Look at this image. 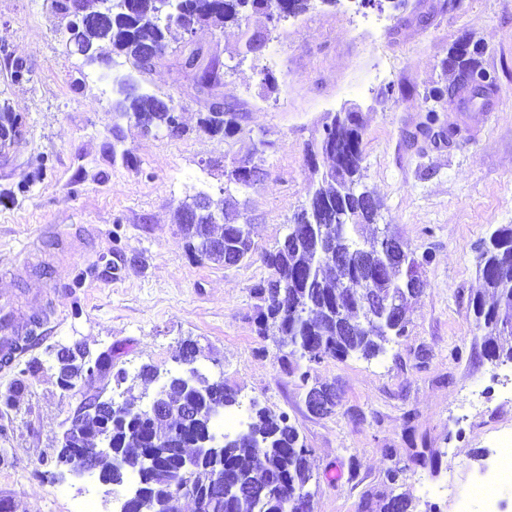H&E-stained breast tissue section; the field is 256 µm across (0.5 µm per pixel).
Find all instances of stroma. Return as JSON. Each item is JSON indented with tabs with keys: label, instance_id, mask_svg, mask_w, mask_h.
I'll return each instance as SVG.
<instances>
[{
	"label": "stroma",
	"instance_id": "stroma-1",
	"mask_svg": "<svg viewBox=\"0 0 512 512\" xmlns=\"http://www.w3.org/2000/svg\"><path fill=\"white\" fill-rule=\"evenodd\" d=\"M248 30L266 41L259 53L234 29L194 33L220 68L213 95L197 92L176 51L141 76L143 91L173 97L185 127L178 137L145 135L113 112L111 81L69 46L49 0H0V103L22 117L0 158V293L24 305L47 293L55 306L39 343L0 365V392L24 381L13 405L0 404V448L10 453L0 497L13 498L17 512H73L84 497L119 512L121 491L97 476L55 479L58 441L81 398L61 390L54 372L25 370L77 342L94 355L111 351L112 368L92 389L119 402L128 389L153 393L141 368L176 370L182 343L194 341L200 365L237 392L241 412L255 402L297 428L313 512H378L398 494L417 512H456L443 485L467 490L493 437L512 431V363L484 356L485 331L469 307L481 241L512 225V0H403L382 11L324 0L276 26L253 15ZM464 36L482 45L478 65L498 90L489 106L442 113L452 139L424 137L425 94L450 82L444 62ZM18 63L30 81L12 82ZM216 97L239 110L242 133L199 129ZM347 108L363 117L364 183L381 201L378 224L430 261L406 333L385 353L301 359L289 370L256 333L251 288L268 275L260 253L282 240L307 200L308 143ZM257 138L269 146L253 155ZM116 144L126 159H113ZM247 155L268 173L233 191L255 256L230 267L194 259L176 207L201 192L223 198L226 171ZM78 233L94 237L93 249L48 271L25 267L34 248ZM302 371L337 386L334 414L308 411ZM418 452L436 455L438 468L416 463ZM391 469L397 482L386 478Z\"/></svg>",
	"mask_w": 512,
	"mask_h": 512
}]
</instances>
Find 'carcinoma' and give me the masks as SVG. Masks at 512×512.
I'll use <instances>...</instances> for the list:
<instances>
[{
	"label": "carcinoma",
	"mask_w": 512,
	"mask_h": 512,
	"mask_svg": "<svg viewBox=\"0 0 512 512\" xmlns=\"http://www.w3.org/2000/svg\"><path fill=\"white\" fill-rule=\"evenodd\" d=\"M52 10L66 21L69 39L93 47L101 64H109L111 56L123 55L139 74L151 72L170 48L169 35L176 27L183 33L201 25L215 28L234 26L246 37L245 46L261 40L248 34L247 20L251 13L262 12L273 22L288 20L306 13L314 0H196L197 8H188V0H132L130 8L124 0H112V26H88L75 29L71 16L75 10L93 12L100 0H50ZM156 53L149 56L147 45ZM464 68L458 71L455 83L433 87L428 98L440 105L427 110L421 131L453 134L444 130L439 112L445 104L458 100L487 103L497 90L495 76L477 68L478 46L465 43L460 47ZM184 60L195 64L197 87H209L215 78L216 66L206 60L203 46H189ZM160 97L141 92L121 94L117 112L132 120L144 132L166 130L171 136L183 132L178 106ZM201 129L226 138L242 132L239 114L227 109L221 116L205 113ZM364 125L357 112L338 113L323 125L320 139L308 144L307 157H323L327 165L311 163L308 198L294 216V223L303 225L300 233L284 238L274 249L263 254L269 270L267 278L255 284L252 293L261 301L256 317L257 333L271 340L282 351L283 365L294 357L319 362L324 358L344 359L351 354L365 358L378 355L385 344L403 335L408 323L407 307L397 311L395 302H409L403 297L407 267L423 268L427 257L410 259L405 264L398 259H381L370 271L368 291L384 301L376 310V318L366 317L363 296H355L354 285L362 274L359 256H350V268L339 272L330 262L329 253L361 250L376 252L377 244L365 246L363 228L374 223V208L379 201L362 185ZM211 201L200 206V197L180 205L175 223L188 238L190 252L214 263L237 265L252 257L254 252L250 224L239 222L234 210L221 209L218 219L211 220ZM478 274L484 293L476 294L471 308L477 322L487 330L484 355L491 361L512 362V225L495 229L479 246ZM350 323V332L339 328V322ZM86 347L70 351L60 371L78 384L86 363ZM162 418L134 410L112 428L113 447L127 456L141 449L187 448L204 423L172 413L180 406L200 407L182 386L172 381ZM110 399H104L98 412L85 422L86 437L93 436L97 426L113 419ZM254 433L263 436L265 447L250 448L244 441H233L224 447V475L244 479L242 494L223 498L221 490L205 484L211 461L204 460L196 471L197 482L209 491L211 512H282V503L293 494L306 490L312 479L308 464L309 450L296 427L284 414L268 408L254 410L250 423ZM137 481L151 494L161 499L164 489L158 484L154 470L137 472ZM380 512H415L412 501L401 496L398 501H383Z\"/></svg>",
	"instance_id": "carcinoma-1"
}]
</instances>
